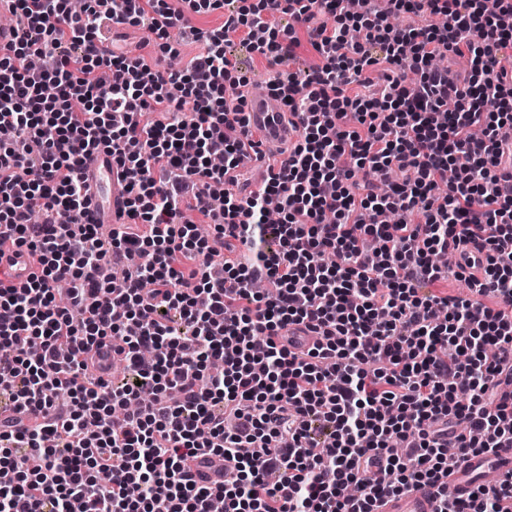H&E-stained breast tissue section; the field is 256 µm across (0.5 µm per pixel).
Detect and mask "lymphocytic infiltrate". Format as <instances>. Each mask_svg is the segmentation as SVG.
<instances>
[{
    "mask_svg": "<svg viewBox=\"0 0 512 512\" xmlns=\"http://www.w3.org/2000/svg\"><path fill=\"white\" fill-rule=\"evenodd\" d=\"M363 2L257 0L191 29L207 51L173 70L102 51L104 30L145 26L170 55L186 12L224 0H87L80 13L12 0L0 245L30 251L38 271L21 289L0 277V407L42 419L0 432V512H211L218 498L224 512H377L420 485L435 512H512V481L464 499L441 481L454 453L512 443L499 390L512 313L482 302L512 305V0ZM407 13L425 26L394 24ZM279 15L309 25L323 63L271 81L299 139L240 196L224 173L251 133L225 93L248 80L224 41L241 29L251 51L293 58ZM445 56L470 60L464 80L449 82ZM101 149L127 193V221L107 234L78 220L84 160ZM187 202L209 234L180 222ZM239 244L250 261L212 276V257ZM471 245L486 253L471 297L432 294V256ZM290 322L319 343L278 344ZM104 338L121 343L125 374L95 383L83 356ZM201 457L223 458L222 483L190 481Z\"/></svg>",
    "mask_w": 512,
    "mask_h": 512,
    "instance_id": "lymphocytic-infiltrate-1",
    "label": "lymphocytic infiltrate"
}]
</instances>
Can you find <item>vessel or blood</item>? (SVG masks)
Wrapping results in <instances>:
<instances>
[{
    "instance_id": "obj_1",
    "label": "vessel or blood",
    "mask_w": 512,
    "mask_h": 512,
    "mask_svg": "<svg viewBox=\"0 0 512 512\" xmlns=\"http://www.w3.org/2000/svg\"><path fill=\"white\" fill-rule=\"evenodd\" d=\"M248 127L263 152L256 158V181L264 183L268 177L267 154H276L278 161H286L289 151L299 137V125L289 119L278 107L267 90H252L246 112ZM84 174L90 192L84 204L81 220L87 224H118L125 218L126 192L117 181L111 154L101 151L89 156L84 163ZM9 270L12 284H25L37 271L30 253L22 248L0 246V271ZM280 341H291L293 350L313 347L319 340L317 333L298 325H288L278 332ZM502 479L512 477V447L497 448L491 453H472L449 468L448 484L460 497H468L485 474ZM435 495L431 488L418 486L396 496L385 497L379 512H434Z\"/></svg>"
}]
</instances>
